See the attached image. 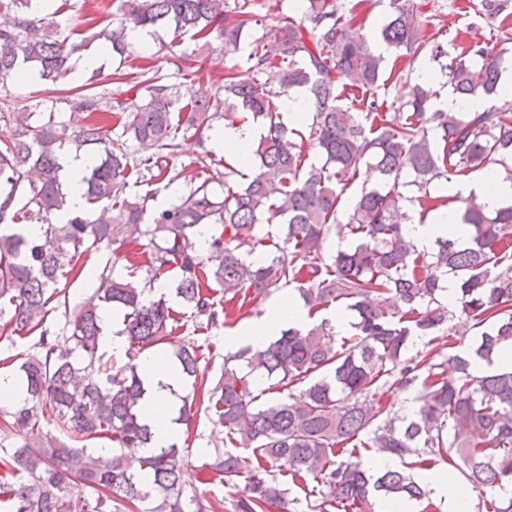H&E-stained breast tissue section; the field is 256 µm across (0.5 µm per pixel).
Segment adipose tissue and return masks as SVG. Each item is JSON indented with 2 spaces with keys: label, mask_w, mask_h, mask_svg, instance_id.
Returning a JSON list of instances; mask_svg holds the SVG:
<instances>
[{
  "label": "adipose tissue",
  "mask_w": 512,
  "mask_h": 512,
  "mask_svg": "<svg viewBox=\"0 0 512 512\" xmlns=\"http://www.w3.org/2000/svg\"><path fill=\"white\" fill-rule=\"evenodd\" d=\"M407 231L417 247L426 251L431 250L438 239L458 240L462 237L460 225L448 211L435 212L424 220L414 221L408 224ZM305 321L306 313L296 295L282 291L272 298L265 319L235 329L225 336L224 344L229 348L244 345L260 348L279 329ZM139 376L145 389L147 405L144 419L152 431L151 445L155 448L167 446L181 430L177 416L184 380L175 368L160 366L156 357L149 354L140 361Z\"/></svg>",
  "instance_id": "ef3b65f1"
}]
</instances>
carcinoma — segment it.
Segmentation results:
<instances>
[{"instance_id": "1", "label": "carcinoma", "mask_w": 512, "mask_h": 512, "mask_svg": "<svg viewBox=\"0 0 512 512\" xmlns=\"http://www.w3.org/2000/svg\"><path fill=\"white\" fill-rule=\"evenodd\" d=\"M369 2L356 0L339 16L336 0H303L294 18L261 13L259 0H234L228 12L224 0H117L119 21L100 33L102 49L140 61L137 72L115 70L112 87L102 90L92 81L62 90L60 100L85 114L78 127L52 110L34 123L32 112L0 113L10 128L0 137V329L40 331L37 350L19 366L24 400L0 408V512H219L221 503L194 486L186 490L177 444L141 457L139 474L125 463L127 449L152 440L135 360L184 327L182 313L153 296L172 271L181 305L214 327L291 284L310 318L333 303L353 313L352 334L339 342L323 318L281 331L262 350H229L210 384L199 377L200 346L169 342L191 385L178 421L202 408L226 430L197 482L235 487L243 478L233 512H288L299 503L289 498L292 486L305 495L304 512H375L380 499L438 512L433 491L411 470L440 463L479 493L478 512H512V368L473 369L512 347V206L490 213L458 198L463 206L454 214L465 238L441 239L432 253L405 230L413 210L442 206L433 186L494 166L512 181V98L501 83L512 55L504 45L470 43L442 66L458 99L497 98L484 112L435 110L434 91L421 85L389 106L376 95L385 57L357 27V8ZM390 7L379 38L409 53L420 12L398 0ZM29 8L30 0H0V13H12L11 24L0 27L4 88L31 67L55 85L87 47L60 37L59 9L35 15ZM482 10L501 25L512 17L506 0H482ZM230 12L237 19L228 20ZM254 25L263 34L249 42ZM137 29H167L201 48L214 38L234 53L247 48L258 79L241 81L231 67L182 106L169 79L195 74L190 56H178L170 76L141 65L148 57L129 39ZM298 90L311 107L306 133L288 128L279 112L278 100ZM104 113L118 118L115 138ZM245 120L264 132L247 159L224 163L222 200L197 175L177 202L150 213L148 195L126 194L131 171L148 184L157 178L158 160L175 156L180 134L198 138L195 165L206 173L214 164L208 132ZM129 141L156 153L137 159ZM305 142L318 157L307 167ZM87 145L98 150L87 155L81 179L86 204L107 201L112 215L86 208L63 221L60 158ZM361 172L377 184L362 189L345 215L343 191ZM28 224L40 225L42 237L29 235ZM114 224L145 225L147 259L132 255L128 277L102 279L98 299L68 322L67 340L46 335L40 327L60 276L88 246L111 240ZM203 225L222 226L206 255L197 248ZM336 236L351 246L327 260L324 246ZM448 277L456 284L452 304L442 296ZM218 289L219 310L212 298ZM102 302L125 310L127 362L120 366L100 352ZM422 336H446L450 349L468 336L473 343L446 355L429 341L417 362L406 354ZM256 375L272 381L276 397L258 402ZM410 388L417 409L400 417L383 397ZM51 424L68 440L36 447ZM100 439L112 442V454L87 452L83 442ZM360 446L401 465L373 475L353 460Z\"/></svg>"}]
</instances>
